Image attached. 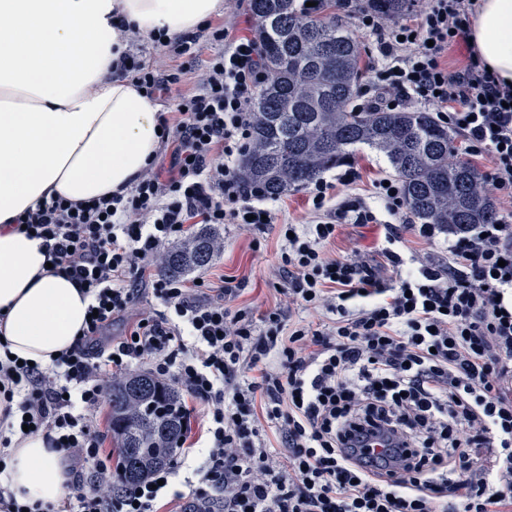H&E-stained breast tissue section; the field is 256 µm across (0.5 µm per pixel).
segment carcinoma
<instances>
[{
	"label": "carcinoma",
	"instance_id": "obj_1",
	"mask_svg": "<svg viewBox=\"0 0 512 512\" xmlns=\"http://www.w3.org/2000/svg\"><path fill=\"white\" fill-rule=\"evenodd\" d=\"M268 78L252 109L253 139L237 173L272 196L297 189L348 160L363 146L384 155L411 213L462 232L491 224L496 210L480 172L457 157L448 127L428 112H354L363 69L357 39L336 23L335 7L319 19L301 15L295 0H251ZM217 237L204 224L163 252L161 274L180 277L208 266ZM109 428L120 486L169 464L186 429L187 407L174 387L146 373L112 382Z\"/></svg>",
	"mask_w": 512,
	"mask_h": 512
}]
</instances>
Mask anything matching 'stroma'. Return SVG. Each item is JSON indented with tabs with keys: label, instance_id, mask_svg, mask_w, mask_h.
Listing matches in <instances>:
<instances>
[{
	"label": "stroma",
	"instance_id": "35a3bbf8",
	"mask_svg": "<svg viewBox=\"0 0 512 512\" xmlns=\"http://www.w3.org/2000/svg\"><path fill=\"white\" fill-rule=\"evenodd\" d=\"M353 161L360 169L362 178L356 184L346 188L350 197L364 201L378 217L374 224H344L339 226L336 237L326 246L329 256H346L359 253L377 275L384 280L394 276L392 267L382 253L385 247L384 228L389 215L374 194L373 183L382 176L391 174L388 160L381 154L368 148L355 152ZM276 214V223L264 229L243 231L235 224L219 225L217 231L222 240V248L213 261L204 269L189 272L187 281L203 277L214 283L230 280L237 284L239 290L230 301L231 309H246L254 314H261L275 307H284L285 317L290 323L308 320V313L288 303V280L281 271L282 236L281 225L301 224L308 220V204L305 189L289 191L269 203ZM184 402L190 409V448H187L183 463L171 488L184 490V481L193 477L195 471L204 462V450L197 441L203 433V418L199 405L192 397H185Z\"/></svg>",
	"mask_w": 512,
	"mask_h": 512
}]
</instances>
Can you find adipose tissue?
<instances>
[{
  "label": "adipose tissue",
  "mask_w": 512,
  "mask_h": 512,
  "mask_svg": "<svg viewBox=\"0 0 512 512\" xmlns=\"http://www.w3.org/2000/svg\"><path fill=\"white\" fill-rule=\"evenodd\" d=\"M222 0H0V339L42 366L81 334L89 298L46 268L41 241L13 218L41 199L88 201L125 191L157 152V105L111 77L143 34L196 32ZM470 37L482 62L512 82V0H479ZM5 484L19 502L60 504L71 478L41 433L13 435Z\"/></svg>",
  "instance_id": "adipose-tissue-1"
}]
</instances>
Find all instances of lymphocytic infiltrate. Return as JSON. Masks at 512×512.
Wrapping results in <instances>:
<instances>
[{
	"instance_id": "f902f5d3",
	"label": "lymphocytic infiltrate",
	"mask_w": 512,
	"mask_h": 512,
	"mask_svg": "<svg viewBox=\"0 0 512 512\" xmlns=\"http://www.w3.org/2000/svg\"><path fill=\"white\" fill-rule=\"evenodd\" d=\"M477 0H426L411 16L389 21L369 0H336V10L372 37L381 57L373 93L361 111L432 104L471 156L489 155L486 186L509 205L494 223L477 224L448 243L447 266L408 267L396 244L436 227L412 224L397 178L374 188L394 224L385 255L400 275L379 279L357 256L328 257L324 246L345 223L374 224L361 201L333 203L336 185L360 179L345 162L335 181L307 192L313 219L284 236L288 299L324 311L321 328H285L281 310L254 316L226 308L235 286L187 284L157 265L166 245L193 224L274 222L269 196L246 185L233 158L249 146L252 100L267 77L258 37L229 27L205 34L153 37L164 63L150 65L144 41L121 25L127 49L114 70L151 100L164 103L156 160L126 192L87 202L51 196L16 217L41 239L53 272L92 299L77 344L42 367L0 357V474L3 448L23 426L64 452L70 473H96L92 490L73 482L63 512H154L171 466L114 493L91 417L113 379L147 366L205 408L206 459L200 486L182 512H499L512 503V84L469 53L458 69L448 52L467 41ZM222 44L206 62L195 92L180 89L181 58L196 59L201 36ZM167 313L136 309L141 289ZM137 310L122 336L104 340L114 319ZM278 352V367L267 359ZM279 430L288 461L276 470L259 418ZM492 449L482 458L480 449Z\"/></svg>"
}]
</instances>
